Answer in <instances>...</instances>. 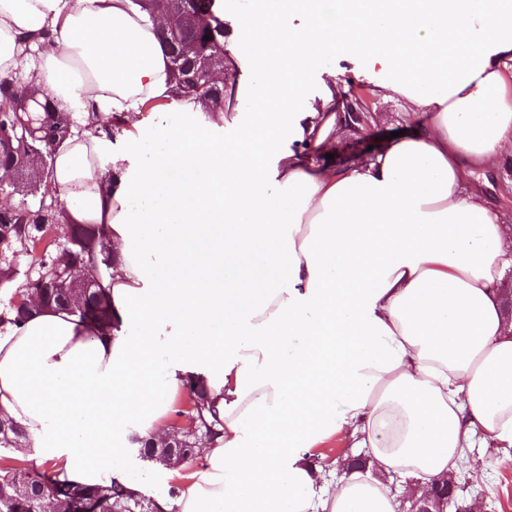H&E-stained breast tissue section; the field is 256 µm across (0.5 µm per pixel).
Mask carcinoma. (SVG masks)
Returning <instances> with one entry per match:
<instances>
[{
	"label": "carcinoma",
	"mask_w": 512,
	"mask_h": 512,
	"mask_svg": "<svg viewBox=\"0 0 512 512\" xmlns=\"http://www.w3.org/2000/svg\"><path fill=\"white\" fill-rule=\"evenodd\" d=\"M176 7L187 15V23L169 33L170 45L183 41L197 44L200 56L224 60V14L215 0H176ZM176 100H191L204 112L224 111V96L206 94L174 72ZM38 122L25 127L28 113ZM74 122L67 112L50 106L37 85V77L27 80H0V180L22 196V200L0 211V287L19 288L26 296H38L43 308H64L82 322L112 330V309L108 296L99 288H87L78 307L66 303L71 294L70 274L87 268L98 256L106 257L104 235L98 224H72L64 207L47 196L51 183L54 152L73 135ZM15 313L14 322L28 316L29 308L9 298L0 312V325L6 315ZM189 408L178 415L188 418L183 428L180 450L163 447L143 449V456L168 469H179L193 460L190 449L198 438L219 435L216 413L209 404L202 383H189ZM23 434L15 422L0 416V447L17 446ZM157 504L138 492L123 491L108 483L84 485L61 480L36 470H22L7 464L0 467V512H156Z\"/></svg>",
	"instance_id": "carcinoma-1"
}]
</instances>
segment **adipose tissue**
Here are the masks:
<instances>
[{
  "label": "adipose tissue",
  "mask_w": 512,
  "mask_h": 512,
  "mask_svg": "<svg viewBox=\"0 0 512 512\" xmlns=\"http://www.w3.org/2000/svg\"><path fill=\"white\" fill-rule=\"evenodd\" d=\"M262 0L224 38L231 111L188 130L146 110L174 87L134 0H0V79L36 75L79 133L54 155L70 222L99 224L105 333L67 311L0 329V412L51 473L131 491L142 438L203 380L220 434L161 512H398L475 438L512 447V0ZM339 54L410 135L329 158L350 122ZM128 122L122 150L100 117ZM164 148L144 157L145 139ZM324 162L312 166L310 153ZM370 472L330 481L327 440ZM346 443L341 439H331L327 441L321 448H318L314 451V455L311 458V462L317 468H320L325 471L326 477L330 479L328 473L331 472L336 478L340 477V471L337 470L338 461L341 459L348 457H354L364 455V452L361 451L360 448H346ZM368 459V458H367ZM336 460V465H334V461ZM336 470V474L335 471Z\"/></svg>",
  "instance_id": "ef3b65f1"
}]
</instances>
